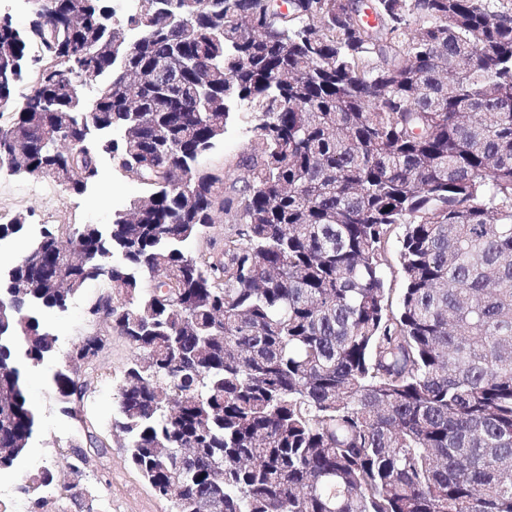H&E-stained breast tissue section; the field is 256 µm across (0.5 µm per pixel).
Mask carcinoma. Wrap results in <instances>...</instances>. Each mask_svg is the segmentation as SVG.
<instances>
[{
    "instance_id": "obj_1",
    "label": "carcinoma",
    "mask_w": 512,
    "mask_h": 512,
    "mask_svg": "<svg viewBox=\"0 0 512 512\" xmlns=\"http://www.w3.org/2000/svg\"><path fill=\"white\" fill-rule=\"evenodd\" d=\"M111 2L37 0L35 27L0 25V166L81 194L107 157L141 188L64 242L0 224L23 239L0 272L25 304L0 328V448L37 427L16 338L41 364L40 314L104 279L87 315L123 297L109 326L137 353L115 429L171 512H512V8L142 0L117 20ZM242 104L257 147L226 186L201 159ZM218 218L224 249L191 254ZM104 346L84 338V374H57L64 414ZM50 486L93 512L49 470L31 512ZM399 232V229H394L389 243L387 244L386 251L388 259V267L386 269V288H390V301L392 300L393 304L396 303L400 295L401 288H403V276L397 254V237Z\"/></svg>"
}]
</instances>
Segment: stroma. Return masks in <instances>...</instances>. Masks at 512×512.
Returning <instances> with one entry per match:
<instances>
[{
  "label": "stroma",
  "instance_id": "obj_1",
  "mask_svg": "<svg viewBox=\"0 0 512 512\" xmlns=\"http://www.w3.org/2000/svg\"><path fill=\"white\" fill-rule=\"evenodd\" d=\"M251 122L246 113L236 114L219 147L208 154L203 164L212 170L237 177L238 159L250 153ZM35 178L14 177L0 181V208L8 216L25 214L29 224L40 223L45 206H53L68 224H108L115 211L126 208L140 193L138 183L103 164L97 183L81 195L50 186L39 195L28 194ZM104 291L103 280L88 282L78 297L62 313L46 312L45 322L58 338L54 354L39 366L27 369V396L38 409L37 434L28 450L24 468L0 472V499L12 502L14 512H28L29 502L21 488L42 470L39 460L50 448L78 444L88 456L83 481L93 486L99 498L94 512H168L140 474L129 464L123 440L112 427L115 390L125 368L134 357L124 338L109 333L106 324L91 325L86 316L88 300ZM106 335L89 394L81 405L79 418L61 411V395L54 376L67 362L74 344L92 333Z\"/></svg>",
  "mask_w": 512,
  "mask_h": 512
}]
</instances>
